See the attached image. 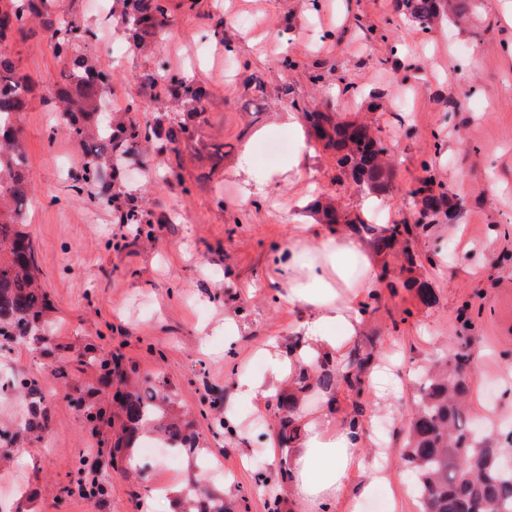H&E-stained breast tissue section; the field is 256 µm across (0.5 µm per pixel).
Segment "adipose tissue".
<instances>
[{"mask_svg":"<svg viewBox=\"0 0 512 512\" xmlns=\"http://www.w3.org/2000/svg\"><path fill=\"white\" fill-rule=\"evenodd\" d=\"M374 265L372 250L349 234L322 237L310 259L299 242H290L278 254L276 266L283 301L307 311L299 325L302 341L287 350L275 344L265 349L272 364L269 377L239 378L240 396L263 403L270 395L294 390L300 364L320 356L343 361L351 337L361 328V305L376 286ZM300 425L304 435L283 460L290 476L288 512H330L340 501L346 512H359L361 500L374 487L393 480L392 470L369 461L365 435H354L348 425L337 423L332 406L304 416Z\"/></svg>","mask_w":512,"mask_h":512,"instance_id":"obj_1","label":"adipose tissue"}]
</instances>
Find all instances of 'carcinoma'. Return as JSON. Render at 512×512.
Wrapping results in <instances>:
<instances>
[{
  "label": "carcinoma",
  "instance_id": "carcinoma-1",
  "mask_svg": "<svg viewBox=\"0 0 512 512\" xmlns=\"http://www.w3.org/2000/svg\"><path fill=\"white\" fill-rule=\"evenodd\" d=\"M118 2L128 23L127 39L131 44L142 47L165 34V0ZM397 6L427 31L448 13L467 10L469 0H397ZM34 19L52 33L56 55L71 61L66 83L55 90V96L65 105L68 134L83 147L96 146L88 152L92 162L83 167L80 181H99L102 198L111 201L112 183L104 181V174L116 178L121 173V167L112 163V154H129L149 139L151 129L133 122L112 125L101 121V102L104 90L112 83V74L98 68L93 58L81 51L80 41L88 39L89 30L75 27L73 35H60L65 20L50 13L47 0H6L0 5V42L16 31H24ZM144 81L187 105L197 104L204 97L199 86L174 75L147 74ZM28 94V87L16 76L11 56L0 50V345L27 338L44 341L39 331L50 308L49 297L36 282L33 244L17 229L23 223V202L32 191L16 127ZM304 118L324 148L344 152L338 164L350 166L356 185L379 197L390 192L388 148L366 124L338 123L332 112L306 111ZM169 123L170 151L177 156V145L192 140L194 128L178 114L169 118ZM407 197L423 218L436 212L443 202L442 197L434 195L430 179L410 188ZM118 211L121 224L151 223L150 212L132 200ZM323 216L328 224L362 226L371 231L356 213L326 207ZM423 228V224H391L378 232L371 231L372 245L380 253L398 248L412 264V244ZM373 363L374 353L355 350L340 365L319 358L300 366L297 391L279 394L272 405L277 448L286 451L299 443L298 394L314 391L334 403L341 386L359 392ZM421 378L418 400L407 420L403 454L416 477L420 512H512V463L506 460V449L497 439L483 441L474 435L476 418L467 402L472 383L469 355L458 353L451 362L424 371ZM167 399L149 380L134 390H116L113 402L121 415L120 431L110 447L100 449L112 467L137 469L134 445L146 432L157 436L160 448L177 447L189 457L197 454L198 434L190 423L169 415ZM461 448L467 449L466 455L459 453ZM183 499V512H234L223 493L208 489L200 479L187 486Z\"/></svg>",
  "mask_w": 512,
  "mask_h": 512
}]
</instances>
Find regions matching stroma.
Here are the masks:
<instances>
[{
	"label": "stroma",
	"instance_id": "stroma-1",
	"mask_svg": "<svg viewBox=\"0 0 512 512\" xmlns=\"http://www.w3.org/2000/svg\"><path fill=\"white\" fill-rule=\"evenodd\" d=\"M89 0H58L56 10L94 31L88 54L112 73V96L135 97L131 118L155 131L147 149L126 159V178L113 182L114 203L135 200L149 224H121L95 183L74 188L83 153L48 97L69 64L55 55L51 35L33 24L1 47L29 87L19 121L27 175L37 204L21 226L36 251L38 280L50 313L47 343L18 341L0 349V381L22 375L36 396L0 390V500L8 512H144L152 492L205 474L209 486L239 500L241 512H268L258 476L272 475L270 406L238 398L241 376L269 371V342L299 337L304 310L279 294L274 259L295 225L318 240L334 232L316 203L355 211L363 202L336 156L307 127L281 124L283 113L316 107L347 121L366 120L388 147L392 193L368 223L414 224L410 187L432 177L445 209L428 219L414 242L415 265L383 253L380 299L363 316L354 348L379 351L396 379L384 395L363 401L382 440L365 450L402 473L377 487L360 512H419L415 480L402 463L405 423L417 395L416 374L458 351L481 356L483 371L469 393L474 412L495 411L490 428L512 425V394L504 370L512 364V43L500 25L512 0H481L472 13L420 30L396 0H166L163 51L130 48L117 0L91 11ZM295 66L284 69L283 58ZM206 92L196 133L181 157L164 136L181 103L157 102L144 83L157 69ZM250 152L273 177L266 193L245 196L233 169ZM302 177L289 171L298 152ZM182 182L168 180L173 160ZM314 192L296 201L305 185ZM435 263H428V256ZM426 284L421 296L412 281ZM120 356L138 380L162 383L175 410L191 414L200 436L197 457L145 458L140 476L97 457L92 435L75 408L78 398L112 406V385L100 360ZM220 408H211L213 399ZM45 416L25 427L30 409ZM235 417L239 434L225 435ZM98 460L80 470V459ZM102 493L85 498L81 483Z\"/></svg>",
	"mask_w": 512,
	"mask_h": 512
}]
</instances>
